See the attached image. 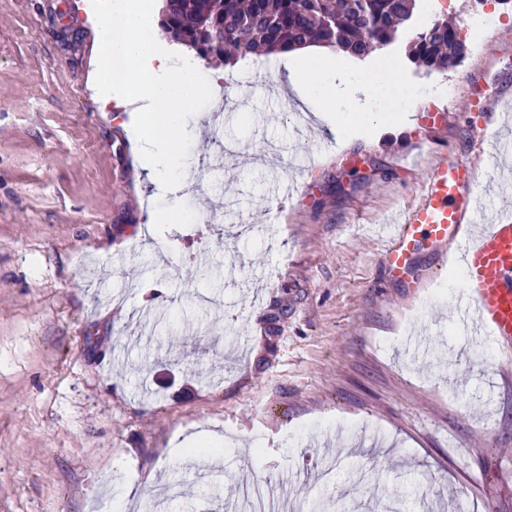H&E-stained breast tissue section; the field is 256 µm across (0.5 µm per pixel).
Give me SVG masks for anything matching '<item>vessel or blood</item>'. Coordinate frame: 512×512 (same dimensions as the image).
Returning a JSON list of instances; mask_svg holds the SVG:
<instances>
[{"instance_id":"vessel-or-blood-1","label":"vessel or blood","mask_w":512,"mask_h":512,"mask_svg":"<svg viewBox=\"0 0 512 512\" xmlns=\"http://www.w3.org/2000/svg\"><path fill=\"white\" fill-rule=\"evenodd\" d=\"M477 168L440 153L380 253L389 279L422 284L419 264L456 258L463 289L455 310L502 349H512V212L472 232L478 221Z\"/></svg>"}]
</instances>
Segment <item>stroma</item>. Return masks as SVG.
<instances>
[{
    "mask_svg": "<svg viewBox=\"0 0 512 512\" xmlns=\"http://www.w3.org/2000/svg\"><path fill=\"white\" fill-rule=\"evenodd\" d=\"M475 9L420 0L392 45L339 57L329 105L282 56L204 62L246 94L188 119L196 187L168 201L190 219L157 224L135 115L95 85L91 0H0V512H238L252 481L288 512H512V353L454 316L460 278L384 280L376 234L439 152L512 181L472 133L512 140V8L454 68L406 56ZM310 158L308 199L276 210Z\"/></svg>",
    "mask_w": 512,
    "mask_h": 512,
    "instance_id": "35a3bbf8",
    "label": "stroma"
}]
</instances>
